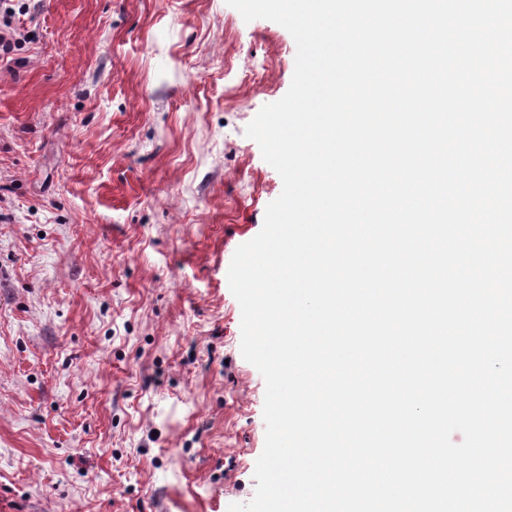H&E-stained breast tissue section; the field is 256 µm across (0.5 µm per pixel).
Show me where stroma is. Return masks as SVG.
Returning <instances> with one entry per match:
<instances>
[{
  "instance_id": "35a3bbf8",
  "label": "stroma",
  "mask_w": 512,
  "mask_h": 512,
  "mask_svg": "<svg viewBox=\"0 0 512 512\" xmlns=\"http://www.w3.org/2000/svg\"><path fill=\"white\" fill-rule=\"evenodd\" d=\"M0 512H228L265 381L228 284L296 44L225 0H5Z\"/></svg>"
}]
</instances>
